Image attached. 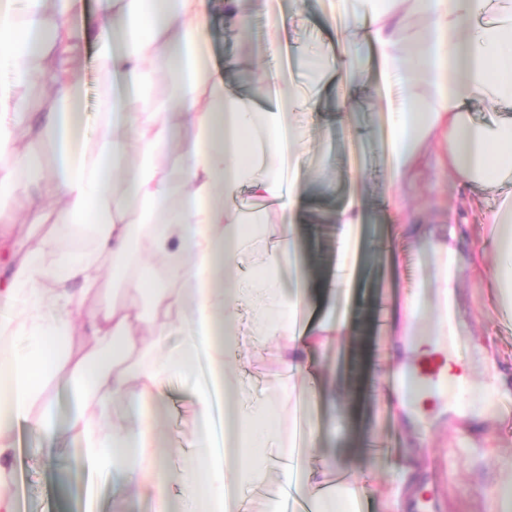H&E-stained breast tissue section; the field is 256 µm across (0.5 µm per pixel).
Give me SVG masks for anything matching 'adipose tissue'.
Returning a JSON list of instances; mask_svg holds the SVG:
<instances>
[{"label": "adipose tissue", "mask_w": 512, "mask_h": 512, "mask_svg": "<svg viewBox=\"0 0 512 512\" xmlns=\"http://www.w3.org/2000/svg\"><path fill=\"white\" fill-rule=\"evenodd\" d=\"M105 22L80 25L85 0H0V224L39 227L67 216L95 224L91 252L72 258L49 233L30 247L0 292V334L23 336L27 352L0 348V456L13 448L10 426L55 427L52 391L75 379L83 386L68 429L85 457L122 476L121 491L151 487L155 512H170L154 450L158 419L146 411L171 375L192 378L199 350L210 352L211 383L197 387L201 427L211 419V387L224 377L234 342L228 311L238 291L215 273L233 267L249 232L236 214L241 189L279 207L277 239L256 277L258 296L274 308L259 330L280 346L283 372L270 401L224 415L225 462L212 466L208 498L215 512H245L235 491L262 473L256 426L276 402L309 378L308 358L344 321L307 318L303 289L284 290V265L296 246L300 184L284 186L280 158L285 108L259 107L265 84L251 95L230 93L209 57L213 0H101ZM345 62L333 78L366 68L363 45L377 52L384 81L399 103L387 131L389 185L401 187L429 147H440L465 182L512 186V119L474 121L472 101L512 104V0H358L341 31ZM95 47L99 107L89 123L76 112L78 80L66 66L74 42ZM165 77L164 95L153 92ZM42 93L33 110L29 91ZM55 160L43 166L45 147ZM179 151L170 170L164 158ZM134 162L115 202L119 163ZM364 199L336 214L337 286L345 273ZM501 264L490 279L496 302L512 314V193L487 214ZM161 263L167 283L140 286L139 271ZM131 270L120 296L105 287L104 266ZM80 282L79 292L70 283ZM192 334L163 349L181 326ZM136 407L121 423L114 402ZM283 483L312 503V512H358L360 485L325 494Z\"/></svg>", "instance_id": "obj_1"}]
</instances>
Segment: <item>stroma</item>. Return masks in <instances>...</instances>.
<instances>
[{"mask_svg": "<svg viewBox=\"0 0 512 512\" xmlns=\"http://www.w3.org/2000/svg\"><path fill=\"white\" fill-rule=\"evenodd\" d=\"M346 0H252V21L240 30L217 11L211 23V58L223 68L228 89L250 94L262 75L277 73L279 94L301 98L312 85L306 60L336 48V19L347 10ZM290 18L281 35V54L271 57L269 13ZM365 88L352 124H336L333 114L342 94L329 85L321 93L323 115L303 119L297 163H285L284 175L299 173L305 184L301 212L302 235H314L317 281L325 289L311 302L316 319L341 317L354 326L352 335L329 341L312 366L315 387L297 406H279L270 422L287 438L293 415H302L319 440L314 454L299 468L301 477L322 479L326 468L342 465L348 477L363 482L361 512H387L404 467H411L412 512H493L503 482L512 476V418L490 408L481 422L455 415L452 406L432 404L417 421L396 416L388 396L390 359L416 363L419 353L395 339L388 314L408 298L420 307L418 332L433 326L439 301L434 288L423 287L431 255L415 238L396 239L392 225H425L434 237L454 235L459 252L475 259L448 290L453 319L456 366L477 395L495 388L512 398V322L490 297L488 276L498 263L485 222L488 193L462 186L444 168L440 153H429L413 179L401 189L402 208L389 205V155L382 127L389 119L394 89L381 80L371 48ZM333 181L331 192L317 184L321 175ZM367 195L366 244L351 260L347 291L336 292L335 271L326 265L336 252L332 215L356 189ZM260 303L242 296L231 315L238 344L226 358L225 372L246 400L266 398L282 365L273 339L257 335ZM58 426L46 434L25 422L13 424L10 455L0 458V470L10 476L15 512H153L149 489L133 496L118 493L115 471L88 463L80 442L64 421L77 401L75 385L53 392ZM164 449L160 462L170 476L168 491L181 512H192L199 494L208 492L206 468L194 482L185 479L186 462L196 454L199 428L192 386L172 377L161 401Z\"/></svg>", "mask_w": 512, "mask_h": 512, "instance_id": "1", "label": "stroma"}]
</instances>
